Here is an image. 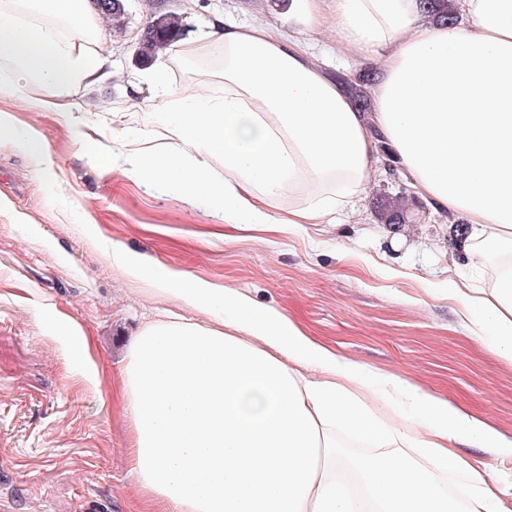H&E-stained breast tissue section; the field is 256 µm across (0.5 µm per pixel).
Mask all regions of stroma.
<instances>
[{
  "mask_svg": "<svg viewBox=\"0 0 512 512\" xmlns=\"http://www.w3.org/2000/svg\"><path fill=\"white\" fill-rule=\"evenodd\" d=\"M158 8L187 11L188 48L220 16L301 39L335 77L377 66L345 57L333 32L311 26L303 0H127L126 31L104 22L101 75L67 97L66 111L28 109L42 89L0 95V113L36 128L50 159L38 165L0 138V512H131L129 426L114 391L132 338L168 304L113 271L105 252L115 244L234 286L347 359L400 374L512 437V364L473 338L443 288L449 270L478 288L491 269L470 266L471 240L455 238L433 204L410 224L379 223L365 197L332 224L250 227L98 164L103 152L161 142L150 67L130 44ZM161 58L173 94H223L214 67ZM65 321L92 336L109 374L100 386L63 349Z\"/></svg>",
  "mask_w": 512,
  "mask_h": 512,
  "instance_id": "1",
  "label": "stroma"
}]
</instances>
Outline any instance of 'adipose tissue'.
<instances>
[{"label": "adipose tissue", "instance_id": "obj_1", "mask_svg": "<svg viewBox=\"0 0 512 512\" xmlns=\"http://www.w3.org/2000/svg\"><path fill=\"white\" fill-rule=\"evenodd\" d=\"M351 58L381 78L357 111L297 42L214 18L198 41L224 64V99L157 94L164 143L129 158L130 174L228 224H320L353 209L385 166L388 142L414 195L463 216L487 287L448 279L464 319L512 363V0H453L465 25L429 20L420 0H305ZM102 28L84 0H0V95L50 91L31 110L94 80L99 67L65 28ZM221 160L215 177L212 160ZM113 267L152 294L209 317L148 324L124 361L119 402L137 512H458L438 485L461 474L467 512L512 495L497 473L457 456L466 438L512 456L476 415L405 377L374 373L309 336L281 311L229 286L113 246ZM369 454L346 457L342 441ZM361 480L354 493L339 474Z\"/></svg>", "mask_w": 512, "mask_h": 512}]
</instances>
